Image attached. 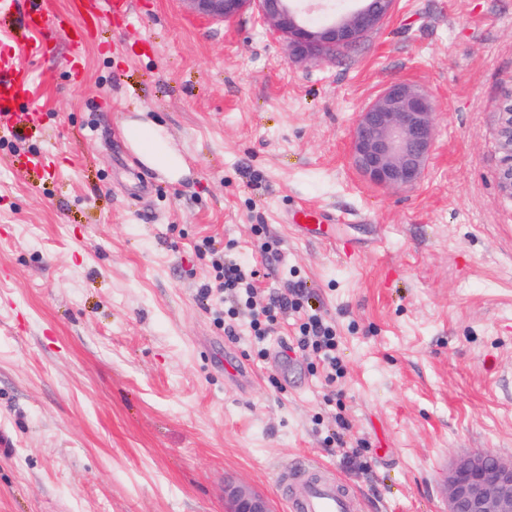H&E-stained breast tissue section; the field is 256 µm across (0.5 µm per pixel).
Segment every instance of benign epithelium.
Segmentation results:
<instances>
[{
    "label": "benign epithelium",
    "instance_id": "obj_1",
    "mask_svg": "<svg viewBox=\"0 0 512 512\" xmlns=\"http://www.w3.org/2000/svg\"><path fill=\"white\" fill-rule=\"evenodd\" d=\"M187 8L211 19L231 21L246 9L283 36L293 60L320 63L352 49L377 29L394 10L397 0L356 8L330 24L310 27L296 0H183ZM435 136L434 104L428 94L395 82L360 112L351 146L352 164L367 182L389 189L416 186L422 179ZM498 149L501 154L497 186L502 198L512 199V113H499ZM448 512H512V457L492 451L463 454L454 459L446 478ZM224 512H271L266 498L250 486L224 483Z\"/></svg>",
    "mask_w": 512,
    "mask_h": 512
}]
</instances>
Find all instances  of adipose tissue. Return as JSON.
I'll use <instances>...</instances> for the list:
<instances>
[{
    "label": "adipose tissue",
    "instance_id": "obj_1",
    "mask_svg": "<svg viewBox=\"0 0 512 512\" xmlns=\"http://www.w3.org/2000/svg\"><path fill=\"white\" fill-rule=\"evenodd\" d=\"M124 129L130 134V148L148 167L171 180L188 175L182 155L171 146L162 127L151 121L133 119L125 123Z\"/></svg>",
    "mask_w": 512,
    "mask_h": 512
}]
</instances>
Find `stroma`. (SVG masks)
I'll return each mask as SVG.
<instances>
[{"label": "stroma", "instance_id": "stroma-1", "mask_svg": "<svg viewBox=\"0 0 512 512\" xmlns=\"http://www.w3.org/2000/svg\"><path fill=\"white\" fill-rule=\"evenodd\" d=\"M134 2L79 48L51 33L41 55L30 0L0 13V74L37 76L0 122L41 116L0 138V512H224L228 479L284 512L277 468L301 453L362 512H445L457 454L512 456V202L496 184L512 0H397L318 64L289 62L254 12ZM397 81L435 106L407 190L350 163L360 112ZM141 113L188 176L130 149L122 126ZM305 204L344 220L300 228ZM205 238L256 270V304L306 285L336 324V386L294 349L293 316L258 341L201 297Z\"/></svg>", "mask_w": 512, "mask_h": 512}]
</instances>
